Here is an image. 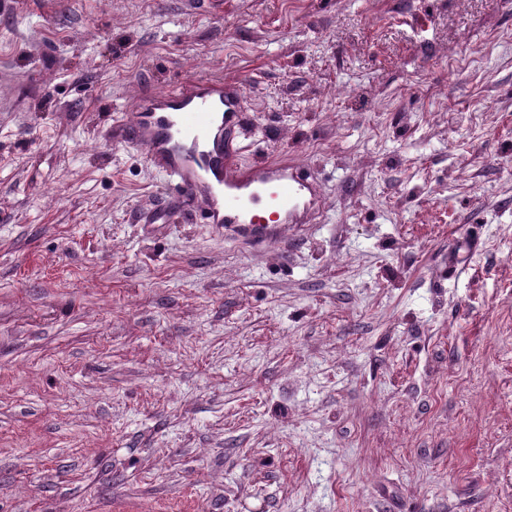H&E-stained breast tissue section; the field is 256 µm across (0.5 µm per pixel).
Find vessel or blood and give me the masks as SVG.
<instances>
[{"label": "vessel or blood", "mask_w": 512, "mask_h": 512, "mask_svg": "<svg viewBox=\"0 0 512 512\" xmlns=\"http://www.w3.org/2000/svg\"><path fill=\"white\" fill-rule=\"evenodd\" d=\"M245 101L243 81L198 76L142 97L105 135L143 150L167 191L213 232L269 246L290 225L322 223L325 197L309 167L244 161Z\"/></svg>", "instance_id": "1"}]
</instances>
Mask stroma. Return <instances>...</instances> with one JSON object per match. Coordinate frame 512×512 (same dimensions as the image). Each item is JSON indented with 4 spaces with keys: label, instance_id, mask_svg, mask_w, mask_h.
Masks as SVG:
<instances>
[{
    "label": "stroma",
    "instance_id": "35a3bbf8",
    "mask_svg": "<svg viewBox=\"0 0 512 512\" xmlns=\"http://www.w3.org/2000/svg\"><path fill=\"white\" fill-rule=\"evenodd\" d=\"M43 2L0 0V512H512V0ZM194 75L324 223H142L101 130Z\"/></svg>",
    "mask_w": 512,
    "mask_h": 512
}]
</instances>
